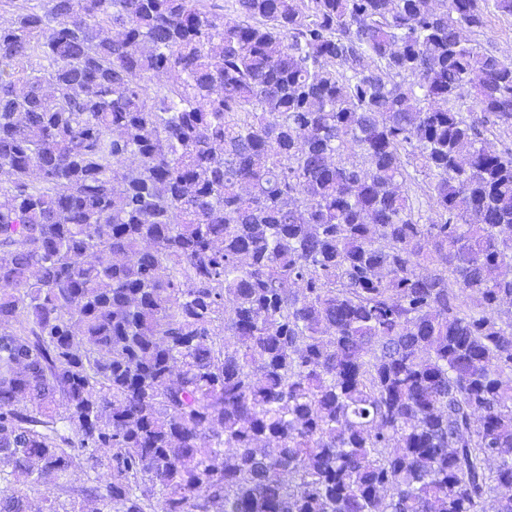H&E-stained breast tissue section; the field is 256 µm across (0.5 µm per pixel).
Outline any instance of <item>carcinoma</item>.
<instances>
[{"mask_svg":"<svg viewBox=\"0 0 512 512\" xmlns=\"http://www.w3.org/2000/svg\"><path fill=\"white\" fill-rule=\"evenodd\" d=\"M234 6L0 23V512H512V0ZM472 43L505 60H512V16L491 13L483 33H466Z\"/></svg>","mask_w":512,"mask_h":512,"instance_id":"1","label":"carcinoma"}]
</instances>
